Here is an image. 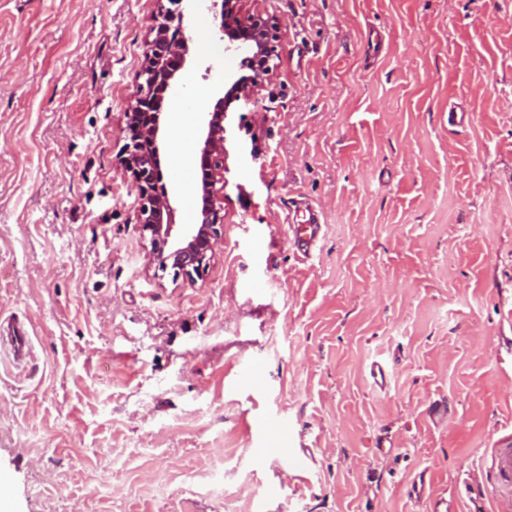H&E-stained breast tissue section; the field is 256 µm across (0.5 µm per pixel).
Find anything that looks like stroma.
Wrapping results in <instances>:
<instances>
[{
	"label": "stroma",
	"instance_id": "stroma-1",
	"mask_svg": "<svg viewBox=\"0 0 512 512\" xmlns=\"http://www.w3.org/2000/svg\"><path fill=\"white\" fill-rule=\"evenodd\" d=\"M198 2L158 140L180 224L240 76ZM241 7L279 58L227 113L190 281L149 263L119 162L154 0H0V317L32 343L0 357V512H491V481L457 487L512 426V0ZM295 199L321 210L308 258Z\"/></svg>",
	"mask_w": 512,
	"mask_h": 512
}]
</instances>
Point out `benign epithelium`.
Wrapping results in <instances>:
<instances>
[{"mask_svg": "<svg viewBox=\"0 0 512 512\" xmlns=\"http://www.w3.org/2000/svg\"><path fill=\"white\" fill-rule=\"evenodd\" d=\"M166 1L174 8L165 6ZM156 2V24L126 112L128 142L121 165L131 173L138 189L139 220L149 235V262L163 272L171 269L174 275L192 280L209 264L224 224L223 208L217 206L219 194L224 191V101L257 93L273 74L279 24L258 8L242 13L241 0H213V6L220 7L224 63L233 66L237 53L245 52L255 63V75L246 82L235 81L226 98L218 99L212 111L206 113L200 148L206 171L200 186L201 208L197 223L183 224L176 232L174 208L159 171V103L186 63L188 45L182 0Z\"/></svg>", "mask_w": 512, "mask_h": 512, "instance_id": "benign-epithelium-1", "label": "benign epithelium"}]
</instances>
